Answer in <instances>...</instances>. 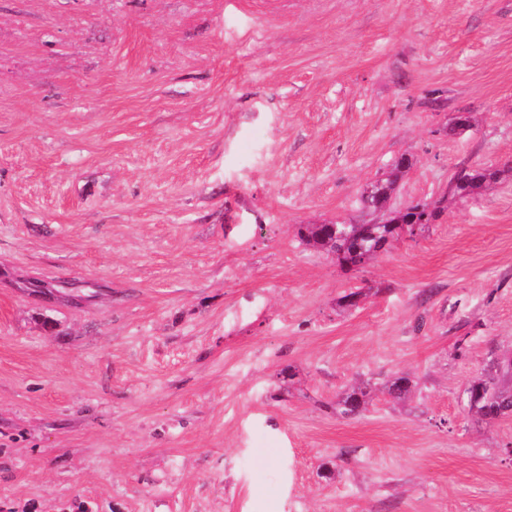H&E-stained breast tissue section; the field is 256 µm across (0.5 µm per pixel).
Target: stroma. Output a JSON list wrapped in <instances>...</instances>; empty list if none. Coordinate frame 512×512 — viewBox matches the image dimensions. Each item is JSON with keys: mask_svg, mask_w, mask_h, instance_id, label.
<instances>
[{"mask_svg": "<svg viewBox=\"0 0 512 512\" xmlns=\"http://www.w3.org/2000/svg\"><path fill=\"white\" fill-rule=\"evenodd\" d=\"M511 352L512 0H0V512H512ZM497 173L492 169H462L451 181L454 194H468L496 179ZM361 203L366 212L376 219L368 224H306L299 230L301 237L307 243H315L325 250L334 253L345 265L344 258L337 255L360 250L364 256L363 265L368 264L379 252L386 236L398 241L404 232V224L390 221V214L380 210H372L367 194L361 196ZM327 250V251H328ZM361 267V268H362ZM507 373L492 380H474L467 388L469 409L481 419H498L501 410L512 407V380ZM368 394L361 387H352L336 403V412L344 416L358 415L365 408Z\"/></svg>", "mask_w": 512, "mask_h": 512, "instance_id": "stroma-1", "label": "stroma"}]
</instances>
